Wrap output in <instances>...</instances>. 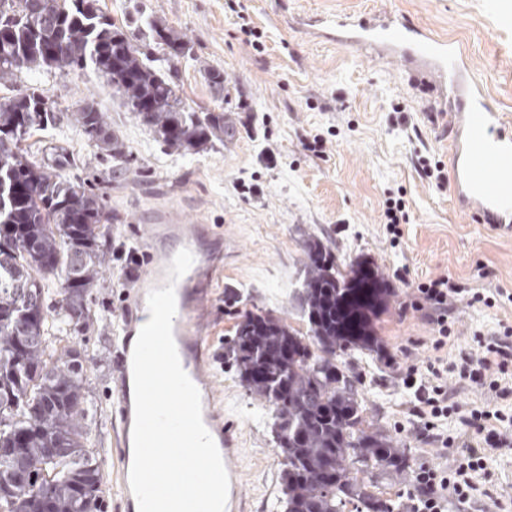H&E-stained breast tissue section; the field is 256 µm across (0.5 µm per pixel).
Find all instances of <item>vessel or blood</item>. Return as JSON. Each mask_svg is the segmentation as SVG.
<instances>
[{
    "instance_id": "b4317fda",
    "label": "vessel or blood",
    "mask_w": 512,
    "mask_h": 512,
    "mask_svg": "<svg viewBox=\"0 0 512 512\" xmlns=\"http://www.w3.org/2000/svg\"><path fill=\"white\" fill-rule=\"evenodd\" d=\"M337 27L352 30L348 43L357 51L373 54L403 66L409 79L440 89L441 116L448 129V182L457 213L512 239V116L488 101V91L471 58L425 27L405 18L387 15L352 20L337 18ZM145 271L130 294V315L116 347L114 408L121 419L118 444L128 447L134 423L132 357L130 347L141 323L150 318L147 296L165 287L175 251L159 249L164 239H175L190 250L194 263L176 281V316L173 336L180 363L201 395L203 422L213 437L229 476L226 512H245L246 472L239 448L236 422L226 419L216 400L215 384L203 358L207 317L213 302L211 286L217 248L206 246L199 225L181 223L164 213L157 223L143 227Z\"/></svg>"
}]
</instances>
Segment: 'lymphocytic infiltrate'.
I'll return each instance as SVG.
<instances>
[{
	"instance_id": "1",
	"label": "lymphocytic infiltrate",
	"mask_w": 512,
	"mask_h": 512,
	"mask_svg": "<svg viewBox=\"0 0 512 512\" xmlns=\"http://www.w3.org/2000/svg\"><path fill=\"white\" fill-rule=\"evenodd\" d=\"M416 291L419 300L414 307L422 311L432 336L430 356L422 361L408 358L401 377L412 394L409 415L413 432L426 446L447 447L448 435L442 425L448 417H456L466 459L450 472L420 467L415 476L419 491L412 497L410 512H444L449 496L467 501L483 494L479 476L486 458L512 445V438L499 428L506 420L501 411L459 402L452 392L459 386L494 392L503 401L512 398V329L484 338L477 351L460 352L458 362L449 363L445 355L452 340L448 305L458 301L461 292L446 276L418 284Z\"/></svg>"
}]
</instances>
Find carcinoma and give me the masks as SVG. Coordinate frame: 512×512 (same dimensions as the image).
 <instances>
[{
  "label": "carcinoma",
  "mask_w": 512,
  "mask_h": 512,
  "mask_svg": "<svg viewBox=\"0 0 512 512\" xmlns=\"http://www.w3.org/2000/svg\"><path fill=\"white\" fill-rule=\"evenodd\" d=\"M97 0H0V83L16 63L104 74L135 118L167 147L199 151L224 140V113L186 108L177 85L112 23ZM176 69L181 49L148 23ZM44 93L0 101V512H98L103 477L86 431L85 358L51 333L80 334L106 269L112 217L100 197L66 176L70 157L33 160L25 142L56 123ZM88 141L114 159L129 152L89 100L72 113ZM304 291L311 342L284 320L246 313L225 344L245 388L268 404L282 457L283 512H396L376 474L411 468V449L366 420L358 378L340 357L374 341L369 315L388 289L372 268L350 265L319 243L309 248Z\"/></svg>",
  "instance_id": "obj_1"
}]
</instances>
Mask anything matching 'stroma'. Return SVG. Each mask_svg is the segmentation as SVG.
<instances>
[{"label": "stroma", "instance_id": "obj_1", "mask_svg": "<svg viewBox=\"0 0 512 512\" xmlns=\"http://www.w3.org/2000/svg\"><path fill=\"white\" fill-rule=\"evenodd\" d=\"M99 7L143 52L161 56L136 26L147 15L178 35L187 51L178 68L180 95L192 110L228 111L231 132L199 152L177 153L158 142L89 69L21 71L0 84V98L26 90L48 94L61 115L56 127L30 138L35 160L52 148L75 157L67 176L99 190L116 221L111 240L139 243L142 225L162 210L202 224L224 240L214 277L212 335L205 358L217 380L225 416L239 423L246 465L249 512H278L280 458L272 441L268 407L250 398L224 363V340L246 312L282 318L298 335L309 324L298 300L317 241L336 255L341 271L364 263L381 274L392 293L373 320L377 350L359 349L349 359L359 376L367 418L407 444L415 465L454 470L463 451L431 448L410 433L411 395L401 384L404 350L418 359L430 353L431 329L415 311L407 283L449 275L466 290L494 297V306L456 302L449 320L455 342L449 361L477 348L475 333L512 327V240L459 219L449 190L421 180L417 154L448 158V137L426 109L428 95L407 85L401 67L358 55L338 42L336 17H371L391 11L456 42L480 68L493 103L512 114V0H98ZM263 33L264 52L245 42L238 14ZM221 71L224 86L208 78ZM95 99L130 151L127 167L90 144L70 120L78 103ZM405 106L414 131L393 126V104ZM322 136L326 156L302 147ZM274 161H266L264 148ZM404 189L410 222L398 246L381 224L388 194ZM127 264L111 256L88 305L84 335L55 338L71 344L87 365L88 443L99 463L118 458L112 404L115 328L126 316ZM491 497H449L447 512H512V448L486 461Z\"/></svg>", "mask_w": 512, "mask_h": 512}]
</instances>
